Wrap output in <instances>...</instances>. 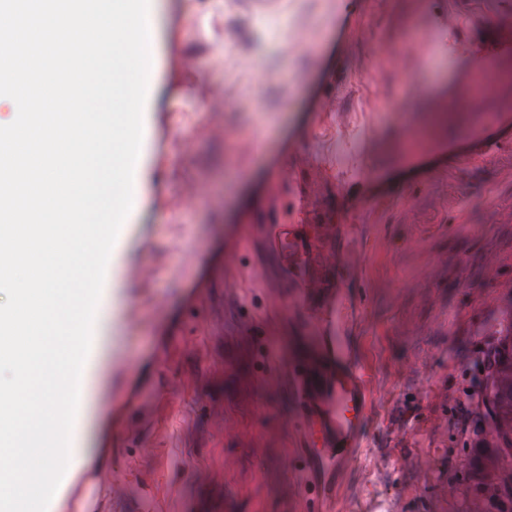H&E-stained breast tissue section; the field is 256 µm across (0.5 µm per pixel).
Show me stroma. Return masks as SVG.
Returning a JSON list of instances; mask_svg holds the SVG:
<instances>
[{
  "label": "stroma",
  "mask_w": 512,
  "mask_h": 512,
  "mask_svg": "<svg viewBox=\"0 0 512 512\" xmlns=\"http://www.w3.org/2000/svg\"><path fill=\"white\" fill-rule=\"evenodd\" d=\"M150 3L148 177L112 252L86 462L48 512L512 499V459L463 422L512 310V0ZM479 66L497 90L477 104ZM340 291L370 406L337 469L306 461L291 371Z\"/></svg>",
  "instance_id": "obj_1"
}]
</instances>
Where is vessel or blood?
<instances>
[{
	"label": "vessel or blood",
	"instance_id": "obj_1",
	"mask_svg": "<svg viewBox=\"0 0 512 512\" xmlns=\"http://www.w3.org/2000/svg\"><path fill=\"white\" fill-rule=\"evenodd\" d=\"M351 316V304L341 295L321 312L320 320L330 334L304 361L298 377L304 422L312 437L321 440L314 457L322 463L356 459L362 448L354 426L368 410L367 389L364 373L345 341Z\"/></svg>",
	"mask_w": 512,
	"mask_h": 512
}]
</instances>
